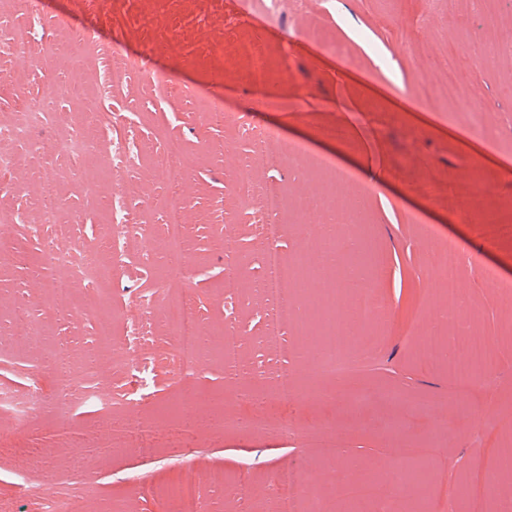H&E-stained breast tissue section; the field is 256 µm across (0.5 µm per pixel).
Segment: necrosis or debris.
<instances>
[{"label":"necrosis or debris","mask_w":512,"mask_h":512,"mask_svg":"<svg viewBox=\"0 0 512 512\" xmlns=\"http://www.w3.org/2000/svg\"><path fill=\"white\" fill-rule=\"evenodd\" d=\"M53 85H45L39 101L30 111L18 114L9 124H0V170L16 168L23 157L14 146L31 138L33 130L40 127H65L71 122L69 113L62 111ZM246 135L256 148L258 157L273 166L285 165L295 169H310L324 177L322 189L309 194L288 198L281 187L259 185L252 167L239 163L233 169L231 190L237 205L243 209L260 208L265 220L259 224V234L265 243L262 254L263 267L259 289L272 308L267 315L265 331L259 338L262 348L275 353L272 364L273 395L280 406L275 422L277 433L295 437L301 432L296 415L299 373L288 363V345L284 331L307 339L316 351V372L319 377L333 378L350 374L363 367V360L353 355L356 338L347 326V311H355L364 321L372 320L378 310L371 295L361 292L352 303H345L340 286L349 277L347 270L335 264H324L327 254L343 248V237L332 229L313 235L310 244L295 256H288L279 247L288 227L281 217L287 210L304 215H322L339 218L344 230H351L360 223V214L343 202L342 190L355 182L354 171L339 167L334 158L313 152L301 141L283 142L270 130H247ZM140 156L139 150L130 149L125 138H118L106 164L112 171V266L104 268L95 250L76 242H67L44 236L43 223L52 222L58 209L53 194L42 200V224L25 223L21 213L0 210V237L11 236L24 230L40 241L39 260L48 276L43 292L33 300L22 299L15 311V321L25 342L39 346L46 340L43 319L56 307L57 300L66 299L75 284L88 290L85 303L73 305L75 314L94 313L98 305L96 290L106 277L120 278L125 267L127 245H134L141 258L147 259L157 251H165L176 258L187 248V226L184 204L180 198L161 200L163 224L148 227L129 223L125 212L127 198L124 176L133 170ZM67 268L65 276H57L56 268ZM186 273L179 264L169 265L157 288L162 298L163 317L172 349L182 375L197 372L204 362L217 360L225 367L237 365L240 358L241 339L235 320L225 319L217 332V342L204 341L202 320L184 289ZM147 309L138 300L126 303L117 317H102L99 339L103 353L112 357L114 364L129 366L133 363L135 347L133 336L139 335L145 323ZM121 321L129 329L128 338L112 340V323ZM421 363L429 370L446 365L449 377L461 381L472 379L474 372L489 374L492 358L484 344L477 339L458 336L450 340L438 336L427 337L421 349ZM85 374L74 367L63 350H56L46 371L35 379L28 396L22 397L8 387L0 386V436L18 434L46 403L62 402L74 398L107 410L108 402L98 393L86 390ZM112 445L129 457L150 459L157 453V436L153 422L137 411L111 425ZM174 477L160 492L169 512H200L199 488L201 475L188 461L174 463ZM271 512H324V503L314 490L303 466H284L277 469L270 485Z\"/></svg>","instance_id":"1"}]
</instances>
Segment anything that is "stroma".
<instances>
[{"label":"stroma","mask_w":512,"mask_h":512,"mask_svg":"<svg viewBox=\"0 0 512 512\" xmlns=\"http://www.w3.org/2000/svg\"><path fill=\"white\" fill-rule=\"evenodd\" d=\"M248 9L244 0H224L218 55L209 41L210 0H122L111 21L86 17L67 24L51 23L45 10L15 0L6 26H0V38L13 24L32 30L28 46L0 63V122L28 111L51 81L64 88L59 103L75 117L70 135L94 146L60 162L39 147L57 130L36 131L17 147L24 163L0 171V208L43 224L41 198L45 184L53 183L61 201L55 223L43 224L45 235L91 245L110 262L105 227L112 221V182L96 154L128 131L141 146L158 148L175 139L189 158L184 180L171 185L150 166L136 168L126 182L129 220L162 223L157 200L183 201L190 226L182 259L186 291L211 327L224 323V234L241 240L245 258V291L235 311L241 363L227 370L210 361L186 380L157 305L147 320L152 339L137 345L133 367L97 356L95 318L69 313L71 301L86 298L85 288L76 286L71 300L45 319L52 345L88 365L89 385L117 393L115 418L132 406L154 409L161 451L148 462L98 454L109 435L103 418L87 406L50 402L21 438L0 439V500L13 512H40V497L62 489L79 497L82 512H112L117 499L127 512H166L158 491L171 479L167 460L176 455L205 476L224 474L223 483L202 482V512H266L272 471L299 462L311 465L328 512H341L359 494L392 498L398 512H409L404 490L386 481L365 482L368 472L389 473L400 460L432 466L452 457L463 469L481 462L496 497L512 499V467L493 465L512 454V313L502 305L504 287L512 284V178L503 172L512 166V0H298L293 7L282 5L264 27L245 22ZM87 34L95 43L85 51ZM117 48L172 81L157 97L140 76H132L119 95L98 103L103 119L83 123L87 98ZM487 49L489 61L480 62ZM450 81L457 95L444 112L408 95L417 85L438 89ZM193 90L221 101L223 111L197 112L189 97ZM248 127L305 141L374 187L364 197L367 221L352 233L355 247L346 257L355 264L354 290L368 291L381 309L373 321L356 325L355 349L383 357L394 371L317 381L312 352L303 338L289 337L288 359L304 378L298 405L305 430L294 443L269 429L217 431L205 403L223 397L231 414L239 408V384L272 389L271 355L256 341L268 309L256 290L262 276L258 216L235 207L229 165L253 162L260 183L279 185L292 197L316 179L306 170L257 160L244 134ZM487 127L496 130V142L484 138ZM414 213L421 223H410ZM451 243L461 256L452 297L431 272L433 256ZM38 247L20 232L0 244V333L10 328L19 296L40 291ZM127 261V278L102 295L107 309L134 297L151 299L168 265L165 254L144 262L133 249ZM433 331L486 339L496 355L494 372L465 383L422 371L417 353ZM48 358V350L24 342H0V384L26 391ZM187 387L200 399L195 445L182 449L171 441L178 422L159 409ZM436 419L451 424L450 436L433 427ZM245 462L256 472L243 493L237 473ZM126 469L141 473L144 488L119 480Z\"/></svg>","instance_id":"35a3bbf8"}]
</instances>
